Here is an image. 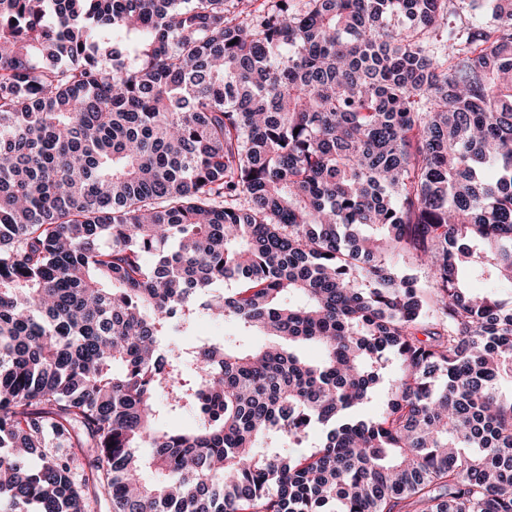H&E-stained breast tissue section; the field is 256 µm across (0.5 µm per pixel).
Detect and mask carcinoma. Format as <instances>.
I'll return each instance as SVG.
<instances>
[{
  "label": "carcinoma",
  "mask_w": 512,
  "mask_h": 512,
  "mask_svg": "<svg viewBox=\"0 0 512 512\" xmlns=\"http://www.w3.org/2000/svg\"><path fill=\"white\" fill-rule=\"evenodd\" d=\"M253 2L0 0V512H512V0ZM194 333H210L212 336H218L219 338H223L224 341H234L237 339L236 335L238 334V331L235 325L230 321L219 323L204 316L203 321L199 325L196 322V331H194Z\"/></svg>",
  "instance_id": "1"
}]
</instances>
